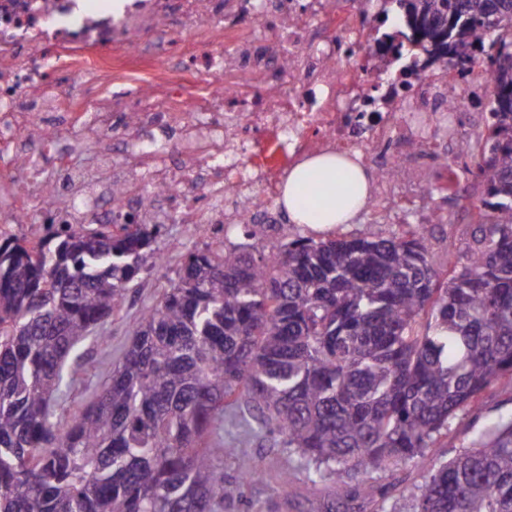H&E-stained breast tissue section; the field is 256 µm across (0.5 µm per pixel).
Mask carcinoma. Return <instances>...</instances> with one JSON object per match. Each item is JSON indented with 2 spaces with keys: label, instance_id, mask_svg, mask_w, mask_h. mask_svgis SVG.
Returning <instances> with one entry per match:
<instances>
[{
  "label": "carcinoma",
  "instance_id": "1",
  "mask_svg": "<svg viewBox=\"0 0 512 512\" xmlns=\"http://www.w3.org/2000/svg\"><path fill=\"white\" fill-rule=\"evenodd\" d=\"M403 42L493 68L485 185L466 262L437 270L433 228L289 241L270 260L234 245L187 255L145 306L106 386L67 418L85 342L121 311L157 227L50 225L0 242V512H224L258 470L219 463L270 430L307 479L414 463L417 512H512V418L435 466L449 420L512 384V0H385Z\"/></svg>",
  "mask_w": 512,
  "mask_h": 512
}]
</instances>
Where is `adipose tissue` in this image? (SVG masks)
Masks as SVG:
<instances>
[{
	"label": "adipose tissue",
	"instance_id": "1",
	"mask_svg": "<svg viewBox=\"0 0 512 512\" xmlns=\"http://www.w3.org/2000/svg\"><path fill=\"white\" fill-rule=\"evenodd\" d=\"M370 177L357 162L335 153L312 157L289 171L281 204L296 224L349 223L365 203Z\"/></svg>",
	"mask_w": 512,
	"mask_h": 512
}]
</instances>
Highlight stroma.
<instances>
[{
    "mask_svg": "<svg viewBox=\"0 0 512 512\" xmlns=\"http://www.w3.org/2000/svg\"><path fill=\"white\" fill-rule=\"evenodd\" d=\"M430 207L448 211L450 224L441 226L433 243L435 266L445 264L448 254L464 257L470 241L472 225L464 220L456 207L453 197L439 194L428 197ZM387 224H371L365 213H358L347 224H339L328 231L307 224H292L288 227L289 238L301 236L342 237L358 234L375 236L388 235ZM206 236L197 234L183 224L162 225L154 243L156 252L165 256L163 267L147 266L136 278L121 313L107 325L108 342L104 345L91 344L88 354L82 359L79 373L68 394L67 414L79 412L88 402L90 395L99 389L112 364L118 363L124 347L128 344L142 308L155 301L168 288L181 268L187 253L206 244ZM512 416V386L499 385L489 390L468 411L458 413L451 420L446 437L440 439L434 452L436 463H445L459 451L470 446L476 433L499 419ZM273 437L262 440L251 439L241 444L234 454L224 458V481L237 483L242 473L257 469L263 477L245 488L243 494L233 501L225 502L224 512H314L317 505L330 499V482L319 483L310 496L284 500L278 482L283 470H297L296 457L287 451L274 447ZM428 476L426 470L407 464L383 470L352 471L345 474L342 483L360 489L362 496L360 512H414L415 497L419 494Z\"/></svg>",
    "mask_w": 512,
    "mask_h": 512,
    "instance_id": "35a3bbf8",
    "label": "stroma"
}]
</instances>
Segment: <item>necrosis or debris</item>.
Wrapping results in <instances>:
<instances>
[{"label": "necrosis or debris", "mask_w": 512, "mask_h": 512, "mask_svg": "<svg viewBox=\"0 0 512 512\" xmlns=\"http://www.w3.org/2000/svg\"><path fill=\"white\" fill-rule=\"evenodd\" d=\"M334 0H0V223L122 224L129 212L219 234L273 228L283 165L330 150L373 168L370 205L440 224L424 193L455 194V167H432L464 145L467 107L488 69L430 64L400 91L386 89L390 51L372 42L368 14ZM455 138L444 130L447 114ZM272 133L284 164L252 155ZM95 150L102 171L133 186L113 200L60 149ZM39 140L64 194L48 205L39 168L23 154Z\"/></svg>", "instance_id": "1"}]
</instances>
